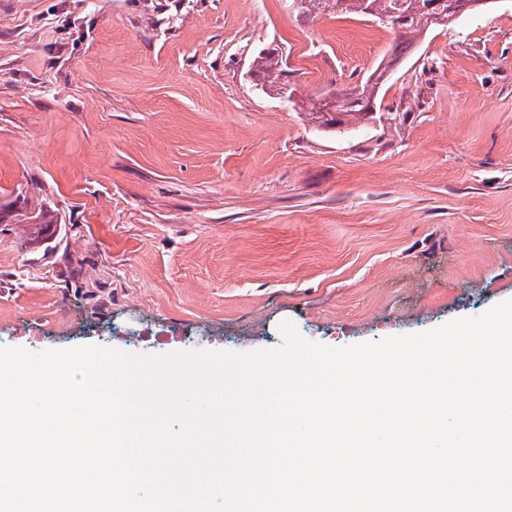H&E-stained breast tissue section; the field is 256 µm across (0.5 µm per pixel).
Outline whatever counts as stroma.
<instances>
[{
    "instance_id": "obj_1",
    "label": "stroma",
    "mask_w": 512,
    "mask_h": 512,
    "mask_svg": "<svg viewBox=\"0 0 512 512\" xmlns=\"http://www.w3.org/2000/svg\"><path fill=\"white\" fill-rule=\"evenodd\" d=\"M395 40L289 0H0V348H344L512 299V0L424 32L376 121L312 120ZM268 47L293 101L248 75Z\"/></svg>"
}]
</instances>
